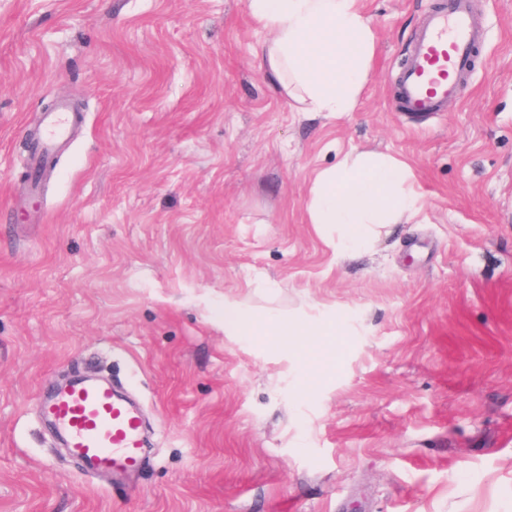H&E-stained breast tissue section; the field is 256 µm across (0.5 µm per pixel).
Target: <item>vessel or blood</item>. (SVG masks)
Masks as SVG:
<instances>
[{
  "label": "vessel or blood",
  "mask_w": 512,
  "mask_h": 512,
  "mask_svg": "<svg viewBox=\"0 0 512 512\" xmlns=\"http://www.w3.org/2000/svg\"><path fill=\"white\" fill-rule=\"evenodd\" d=\"M486 41L485 24L472 0H438L398 73L394 111L415 117L443 111L458 98ZM75 121L63 103L46 114L41 136L30 148L35 173H42L59 145L70 138ZM41 411L84 475L108 474L119 480L144 466L142 413L113 385L74 379L43 400Z\"/></svg>",
  "instance_id": "1"
}]
</instances>
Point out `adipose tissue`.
Masks as SVG:
<instances>
[{
	"label": "adipose tissue",
	"mask_w": 512,
	"mask_h": 512,
	"mask_svg": "<svg viewBox=\"0 0 512 512\" xmlns=\"http://www.w3.org/2000/svg\"><path fill=\"white\" fill-rule=\"evenodd\" d=\"M249 11L271 33L263 47V67L301 111L353 108L375 52V33L360 0H249ZM422 208L404 161L360 152L317 174L308 216L317 228L332 229L337 251L351 255L390 233L394 225L408 223ZM224 328L296 346L300 361L313 374L337 355L328 326L258 319L233 301L224 304Z\"/></svg>",
	"instance_id": "ef3b65f1"
}]
</instances>
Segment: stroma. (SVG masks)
<instances>
[{
  "label": "stroma",
  "mask_w": 512,
  "mask_h": 512,
  "mask_svg": "<svg viewBox=\"0 0 512 512\" xmlns=\"http://www.w3.org/2000/svg\"><path fill=\"white\" fill-rule=\"evenodd\" d=\"M437 0H360L376 36L348 112H300L248 0H0V512H512V0L446 111H392ZM80 133L32 185L60 100ZM393 155L424 197L345 257L316 173ZM253 315L341 323L312 392ZM75 372L151 425L129 481L89 478L39 417Z\"/></svg>",
  "instance_id": "35a3bbf8"
}]
</instances>
